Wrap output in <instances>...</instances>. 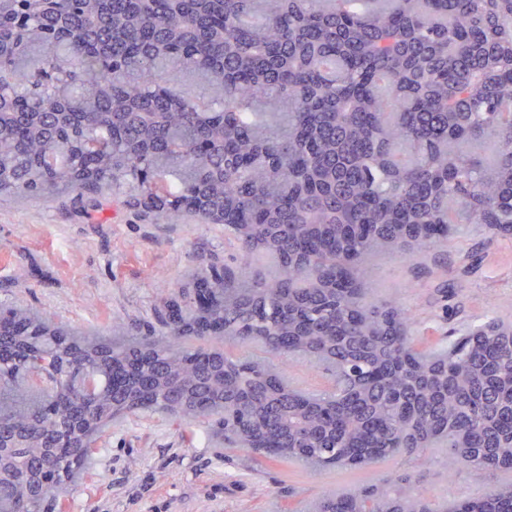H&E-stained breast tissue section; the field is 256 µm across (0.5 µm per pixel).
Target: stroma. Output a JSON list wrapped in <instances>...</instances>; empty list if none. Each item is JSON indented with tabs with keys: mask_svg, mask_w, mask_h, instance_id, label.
<instances>
[{
	"mask_svg": "<svg viewBox=\"0 0 512 512\" xmlns=\"http://www.w3.org/2000/svg\"><path fill=\"white\" fill-rule=\"evenodd\" d=\"M237 243L199 217L154 224L102 194L75 203L59 194L0 200V303L49 312L61 325L101 336L151 320L191 286L202 262L232 261ZM368 279L380 298L412 311L414 335L439 348L492 314L512 315V240L480 224L427 252L375 258ZM206 425L139 413L113 422L68 498L67 512H309L317 496L395 477L394 459L363 469L311 474L300 465L255 460L208 438ZM420 487L455 503L486 492L503 473L423 466Z\"/></svg>",
	"mask_w": 512,
	"mask_h": 512,
	"instance_id": "obj_1",
	"label": "stroma"
}]
</instances>
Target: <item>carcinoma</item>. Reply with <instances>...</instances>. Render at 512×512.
<instances>
[{
    "label": "carcinoma",
    "instance_id": "carcinoma-1",
    "mask_svg": "<svg viewBox=\"0 0 512 512\" xmlns=\"http://www.w3.org/2000/svg\"><path fill=\"white\" fill-rule=\"evenodd\" d=\"M0 0V195L104 190L158 224L202 212L243 261L193 274L157 325L106 342L0 308V512H42L81 474L58 420L100 428L185 404L224 444L317 473L446 449L448 472H512V338L493 316L448 351L368 300L369 263L456 224L512 237V0ZM276 263L271 276L253 261ZM165 336L260 344L270 361ZM68 360L33 387L34 352ZM402 474L312 512H512V481L450 507ZM274 363L279 365L287 376L304 390H319L328 384L326 376L306 362H297L288 359V356H281L274 359Z\"/></svg>",
    "mask_w": 512,
    "mask_h": 512
}]
</instances>
